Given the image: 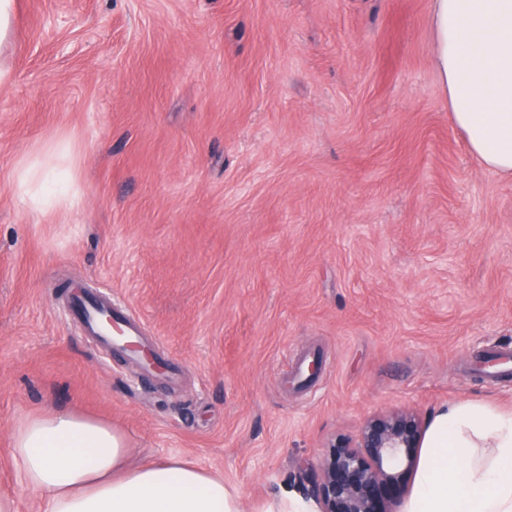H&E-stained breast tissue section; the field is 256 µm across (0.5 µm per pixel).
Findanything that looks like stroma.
<instances>
[{
  "mask_svg": "<svg viewBox=\"0 0 512 512\" xmlns=\"http://www.w3.org/2000/svg\"><path fill=\"white\" fill-rule=\"evenodd\" d=\"M431 0H17L0 63V492L26 418L121 432L131 463L220 477L282 512L330 442L398 410L512 413V180L432 67ZM68 140L78 196L11 177ZM139 318L176 384L108 355L62 286ZM320 369L296 376L303 359Z\"/></svg>",
  "mask_w": 512,
  "mask_h": 512,
  "instance_id": "1",
  "label": "stroma"
}]
</instances>
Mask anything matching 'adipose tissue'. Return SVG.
<instances>
[{
  "label": "adipose tissue",
  "instance_id": "1",
  "mask_svg": "<svg viewBox=\"0 0 512 512\" xmlns=\"http://www.w3.org/2000/svg\"><path fill=\"white\" fill-rule=\"evenodd\" d=\"M433 66L470 154L512 179V0H432ZM42 212L74 202L71 162L16 172ZM124 437L102 421L56 412L23 421L11 458L43 512H238L222 479L170 459L125 466ZM402 512H512V414L479 402L441 407L425 433Z\"/></svg>",
  "mask_w": 512,
  "mask_h": 512
}]
</instances>
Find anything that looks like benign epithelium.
Returning a JSON list of instances; mask_svg holds the SVG:
<instances>
[{"label":"benign epithelium","mask_w":512,"mask_h":512,"mask_svg":"<svg viewBox=\"0 0 512 512\" xmlns=\"http://www.w3.org/2000/svg\"><path fill=\"white\" fill-rule=\"evenodd\" d=\"M425 430L416 414L397 411L367 418L354 443L330 444L311 487L320 512H394Z\"/></svg>","instance_id":"1"}]
</instances>
